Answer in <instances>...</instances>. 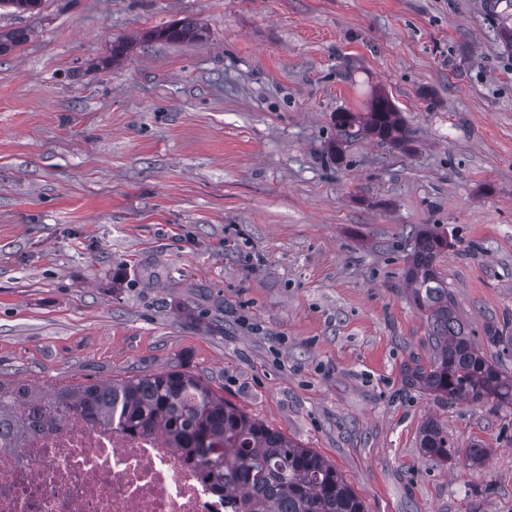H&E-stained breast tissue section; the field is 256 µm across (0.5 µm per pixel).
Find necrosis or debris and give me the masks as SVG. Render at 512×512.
<instances>
[{"label": "necrosis or debris", "instance_id": "1", "mask_svg": "<svg viewBox=\"0 0 512 512\" xmlns=\"http://www.w3.org/2000/svg\"><path fill=\"white\" fill-rule=\"evenodd\" d=\"M0 465V512H233L202 465L132 429L73 419L54 431L34 412Z\"/></svg>", "mask_w": 512, "mask_h": 512}]
</instances>
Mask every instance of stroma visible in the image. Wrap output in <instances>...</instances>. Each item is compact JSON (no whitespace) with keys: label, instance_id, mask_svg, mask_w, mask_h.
Returning a JSON list of instances; mask_svg holds the SVG:
<instances>
[{"label":"stroma","instance_id":"35a3bbf8","mask_svg":"<svg viewBox=\"0 0 512 512\" xmlns=\"http://www.w3.org/2000/svg\"><path fill=\"white\" fill-rule=\"evenodd\" d=\"M190 17L200 40L150 31ZM503 0H43L0 9V381L191 371L314 449L367 512H512V410L408 385L430 227L476 341L512 323ZM127 54L109 61L113 41ZM385 92L412 130L328 145ZM435 418L482 466L422 456Z\"/></svg>","mask_w":512,"mask_h":512}]
</instances>
